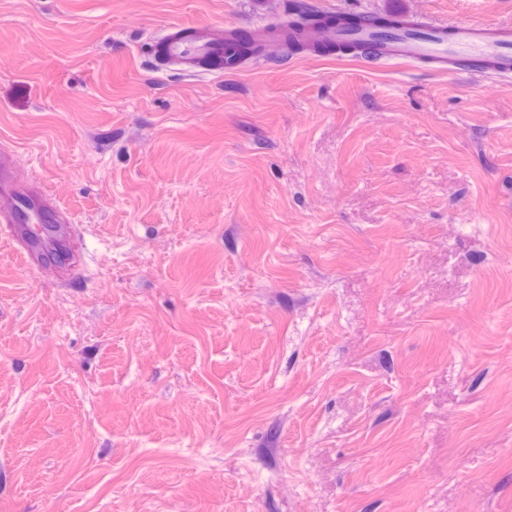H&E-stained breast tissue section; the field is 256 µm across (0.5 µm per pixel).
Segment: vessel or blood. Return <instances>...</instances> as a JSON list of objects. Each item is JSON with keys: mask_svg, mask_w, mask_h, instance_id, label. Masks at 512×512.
I'll list each match as a JSON object with an SVG mask.
<instances>
[{"mask_svg": "<svg viewBox=\"0 0 512 512\" xmlns=\"http://www.w3.org/2000/svg\"><path fill=\"white\" fill-rule=\"evenodd\" d=\"M380 13L365 11L357 26L326 23L304 28L308 42L345 50L371 45L379 58L401 67L426 65L435 73L462 70L478 74L512 72V23L429 22L407 12L395 13L397 27L380 25ZM272 51L274 39L262 26L173 25L151 43V54L164 70L192 74L204 62L224 56L226 44ZM71 217L44 184L21 173L9 148L0 149V242L8 243L23 269L53 279L65 270L54 256V242Z\"/></svg>", "mask_w": 512, "mask_h": 512, "instance_id": "obj_1", "label": "vessel or blood"}]
</instances>
